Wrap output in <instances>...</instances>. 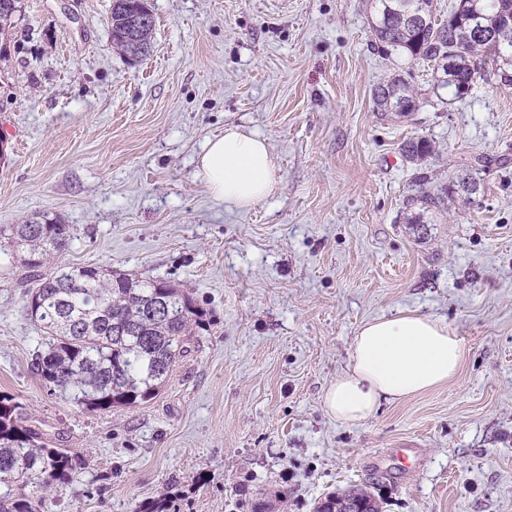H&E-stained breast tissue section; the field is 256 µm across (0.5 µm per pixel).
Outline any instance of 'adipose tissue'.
Here are the masks:
<instances>
[{
    "label": "adipose tissue",
    "mask_w": 512,
    "mask_h": 512,
    "mask_svg": "<svg viewBox=\"0 0 512 512\" xmlns=\"http://www.w3.org/2000/svg\"><path fill=\"white\" fill-rule=\"evenodd\" d=\"M197 176L230 208L261 202L277 181L266 140L237 127L209 140ZM462 359L460 341L438 321L411 312L367 321L353 340L346 369L325 394L326 409L339 422L362 423L381 402L447 382Z\"/></svg>",
    "instance_id": "obj_1"
}]
</instances>
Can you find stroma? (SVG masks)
<instances>
[{
    "label": "stroma",
    "instance_id": "1",
    "mask_svg": "<svg viewBox=\"0 0 512 512\" xmlns=\"http://www.w3.org/2000/svg\"><path fill=\"white\" fill-rule=\"evenodd\" d=\"M150 55L108 32L112 0H20L0 54V228L72 238L45 268L179 288L203 313L150 401L92 411L34 370L27 251L0 236V392L84 464L40 512H314L363 489L379 512H512V83L458 98L431 66L371 47L368 0H148ZM410 73V117L375 87ZM265 138L276 191L228 209L196 176L208 139ZM427 139L410 163L402 144ZM491 159L476 194L415 223L427 190ZM413 312L463 347L445 384L337 423L323 396L359 327ZM413 451L401 468L397 449Z\"/></svg>",
    "mask_w": 512,
    "mask_h": 512
}]
</instances>
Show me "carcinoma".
Here are the masks:
<instances>
[{"label":"carcinoma","instance_id":"obj_1","mask_svg":"<svg viewBox=\"0 0 512 512\" xmlns=\"http://www.w3.org/2000/svg\"><path fill=\"white\" fill-rule=\"evenodd\" d=\"M374 9L371 47L432 64L439 86L462 97L481 77L482 64L497 65L508 83L512 66V0H458L448 20H437L434 0H370ZM19 0H0V41L14 28ZM140 0H112V44L132 59L149 53L152 36L128 38L125 18L142 13ZM483 14L471 19L473 10ZM380 112L407 116L420 108L418 94L400 77L373 93ZM408 160L418 162L432 145L415 138L403 145ZM448 191L424 189L414 200L426 210L444 204ZM28 250L27 265L36 286L26 308L45 335L35 356V370L53 390L87 409L110 411L135 407L153 398L177 361L188 352L193 326L202 314L179 289L162 280H140L99 266L67 267L44 276L48 256L68 245L70 228L52 219L33 220L10 229ZM22 408L0 394V512H36L35 496L59 492L81 468L79 458L62 448L38 443L41 435L22 425Z\"/></svg>","mask_w":512,"mask_h":512}]
</instances>
